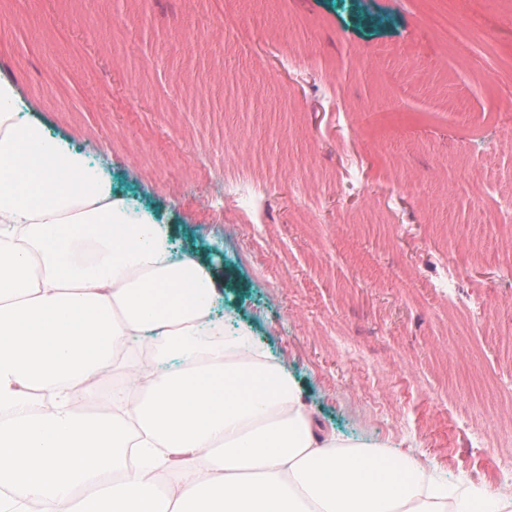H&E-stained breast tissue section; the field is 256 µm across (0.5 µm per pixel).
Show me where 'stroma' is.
I'll list each match as a JSON object with an SVG mask.
<instances>
[{
  "label": "stroma",
  "mask_w": 512,
  "mask_h": 512,
  "mask_svg": "<svg viewBox=\"0 0 512 512\" xmlns=\"http://www.w3.org/2000/svg\"><path fill=\"white\" fill-rule=\"evenodd\" d=\"M0 79L212 269L319 433L507 488L512 0H0ZM224 199L243 210H258L263 204L260 190L244 180H225Z\"/></svg>",
  "instance_id": "35a3bbf8"
}]
</instances>
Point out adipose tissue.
<instances>
[{"label": "adipose tissue", "mask_w": 512, "mask_h": 512, "mask_svg": "<svg viewBox=\"0 0 512 512\" xmlns=\"http://www.w3.org/2000/svg\"><path fill=\"white\" fill-rule=\"evenodd\" d=\"M27 108L1 79L0 512H512L318 435L287 367L214 316L212 272ZM106 376L111 411H77Z\"/></svg>", "instance_id": "ef3b65f1"}]
</instances>
